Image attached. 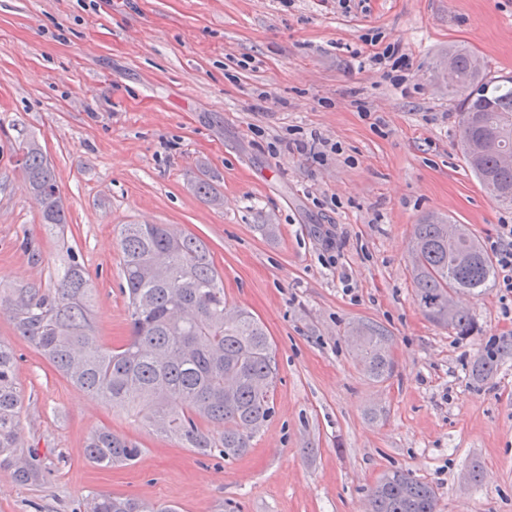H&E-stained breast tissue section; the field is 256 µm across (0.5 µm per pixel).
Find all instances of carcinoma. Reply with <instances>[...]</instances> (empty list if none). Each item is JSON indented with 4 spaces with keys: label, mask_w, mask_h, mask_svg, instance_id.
Listing matches in <instances>:
<instances>
[{
    "label": "carcinoma",
    "mask_w": 512,
    "mask_h": 512,
    "mask_svg": "<svg viewBox=\"0 0 512 512\" xmlns=\"http://www.w3.org/2000/svg\"><path fill=\"white\" fill-rule=\"evenodd\" d=\"M456 80L448 94L461 97L459 141L480 186L499 205L512 207V77L485 74L479 55L465 46L448 50ZM30 191L42 204V223L67 224L53 166L36 140L19 159ZM122 273L130 334L118 347L103 346L92 315L93 288L79 255L67 249L51 288H13L0 295L20 336L70 382L113 407L135 406L152 432L204 457L243 455L271 419L277 379L272 345L263 324L244 310L227 315L224 278L208 245L172 224H125L120 232ZM495 274L493 259L465 225L429 218L413 225L411 275L415 298L434 325L458 336L477 331L453 294L483 291ZM364 373L383 382L394 372L387 331L375 324L353 328ZM16 365L0 344V465L24 483L43 479L32 448L21 445ZM138 442L108 427L94 430L86 458L105 468L133 464ZM434 488L408 472L384 473L372 488L369 512H436ZM84 512H178L105 492L90 494Z\"/></svg>",
    "instance_id": "cac0c4a2"
}]
</instances>
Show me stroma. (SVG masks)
Instances as JSON below:
<instances>
[{"instance_id": "1", "label": "stroma", "mask_w": 512, "mask_h": 512, "mask_svg": "<svg viewBox=\"0 0 512 512\" xmlns=\"http://www.w3.org/2000/svg\"><path fill=\"white\" fill-rule=\"evenodd\" d=\"M393 43L411 62L401 91L371 61ZM455 45L512 75V0H0V291L49 287L75 249L98 339L116 345L129 334L119 228L173 224L209 244L278 369L248 453L205 458L71 384L0 314L24 445L45 472L0 475V512H82L91 491L179 512H362L392 470L431 484L437 512H512V316L492 282L462 299L478 334L455 335L426 318L410 276L412 227L430 216L483 243L512 223L459 150ZM295 128L336 154L317 164L278 146ZM30 138L54 167L64 230L43 225L17 162ZM200 178L220 205L194 194ZM364 322L390 336L386 381L349 343ZM103 425L141 443L134 464L86 460Z\"/></svg>"}]
</instances>
